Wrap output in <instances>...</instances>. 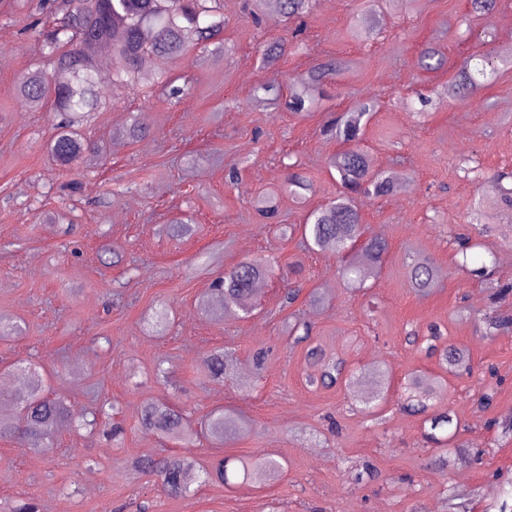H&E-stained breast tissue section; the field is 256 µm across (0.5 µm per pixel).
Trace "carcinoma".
<instances>
[{"label":"carcinoma","mask_w":512,"mask_h":512,"mask_svg":"<svg viewBox=\"0 0 512 512\" xmlns=\"http://www.w3.org/2000/svg\"><path fill=\"white\" fill-rule=\"evenodd\" d=\"M316 0H254L251 17L259 23L275 14L285 19H302L315 5ZM42 12L48 19L47 28L39 32L43 48L52 62V70H31L23 75L16 90L19 98L29 108L40 110L50 105L54 112L55 133L49 143L54 161L66 168L81 163L89 154L98 151V145L88 141L81 132L85 118L100 106L96 84V65L86 55L82 45L90 40L97 44L99 53L116 60L112 71V85L117 88L142 85L159 86L171 101H178L192 88L190 82L176 84V79L157 67L146 74L141 69L144 58L176 59L194 49L211 55L224 54L223 0H42ZM90 39H85V36ZM281 43L259 48L262 66L273 65L283 54ZM454 80V93L466 98L477 94L498 70L499 58L491 50H478ZM445 56L440 48L429 43L421 48L418 66L427 71L444 67ZM343 71L339 62H324L306 77L283 89L274 79L258 83L253 99L264 105L284 106L288 111L304 116L313 107L316 96L325 93L326 79ZM376 101L369 94L359 95L334 122L324 126L323 133L343 144V148L329 160V167L336 172L342 191L331 202L315 208L301 227L305 248L333 251L346 257L343 273L351 283L377 275L381 269L387 246L376 238L366 237L367 227L361 223L360 212L354 197H386L396 191L393 179L373 169L371 160L361 142L367 123L375 112ZM290 195H297L310 187L301 174L291 172L284 183ZM253 206L266 218L276 215V196L265 194L253 201ZM462 262L459 267L470 274L485 277L488 267L483 265L468 269V251L473 245L458 242ZM271 270L267 259L242 262L215 282L206 295L200 297L198 309L214 320H220L228 311L248 318L256 309L253 302L255 285ZM440 272L427 259L417 257L408 264V278L413 288L422 295L429 294ZM426 343L425 351L439 355L451 372H473L474 366L468 351L455 344H443L437 327L429 334L413 341ZM320 375L310 383L329 385L343 376V361L320 359ZM204 365L215 378L231 375L235 371L234 352L213 351L204 358ZM25 383L0 400V440L16 435L23 436L29 448L43 453L53 447L57 432L76 425L94 430L102 420L112 416L115 406L96 404L81 419H75L67 399L61 395L49 396L41 375L32 367L23 368ZM349 384L370 385L375 391L365 399L367 409L386 388V373L378 366H370L358 375L349 377ZM408 386L414 394L406 398L403 409L412 415L423 416V423L430 424L424 431L425 438L435 444L443 442L436 434L453 425L451 410L443 408L432 414L426 399L439 395L441 380L414 376ZM141 423L157 435L180 443L185 452L174 453L158 459L144 458L133 462L134 467L153 475L169 495L181 498L195 496L207 485L229 483L228 465L231 459L217 457L208 465H201L188 451L194 445L198 431L189 416L174 406L157 400L146 401L140 410ZM209 437L219 443L247 435L252 424L234 410L216 409L204 423ZM244 477L262 473L276 478L282 466L273 456L254 453L239 460ZM357 482L364 478L376 479L379 473L367 460L350 466Z\"/></svg>","instance_id":"carcinoma-1"}]
</instances>
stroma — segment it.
<instances>
[{"label": "stroma", "instance_id": "35a3bbf8", "mask_svg": "<svg viewBox=\"0 0 512 512\" xmlns=\"http://www.w3.org/2000/svg\"><path fill=\"white\" fill-rule=\"evenodd\" d=\"M37 2L0 10V314L24 328L0 339V359L41 366L51 393L66 395L74 416L105 399L118 402L124 432L112 438L105 424L92 433L64 430L41 454L19 437L0 441V512L23 497L39 499L44 512H137L142 505L149 512H442L450 495L471 512H497L512 488V439L491 422L512 419V330L487 335L483 318L512 314V294L491 304L484 283L458 271L454 239L477 235L471 267L495 261V279L512 281V209L491 182L512 170V0H501L487 19L471 15L468 0H374L384 26L358 38L350 27L366 22L362 0H318L302 43L272 71L288 86L330 59L348 67L303 117L263 109L251 97L267 72L257 45L288 38L287 29L254 25L249 0H224L223 55L166 65L172 76H190L191 91L173 103L159 89L147 98L138 89L100 87L101 110L84 133L101 150L71 169L44 150L53 134L49 114L16 96L23 74L48 67L31 26ZM487 30L505 64L477 96L455 98L449 83ZM431 41L448 58L444 70L416 65ZM365 92L379 108L363 147L376 170L398 174L404 187L356 200L369 235L389 249L378 277L353 291L336 254L307 250L283 228L304 224L339 193L328 160L340 144L321 129ZM421 94L427 104L418 102ZM136 119L149 127L147 139L116 136ZM466 159L478 176L462 171ZM292 165L312 182L311 192L299 201L280 194L275 223H262L254 197L278 192ZM73 182L78 192H70ZM178 217L191 219L196 234L167 233ZM268 256L276 266L256 295L254 318L215 321L197 310L217 276ZM417 256L442 271L427 296L409 285L407 265ZM297 285L322 290L328 304L282 306L285 290ZM163 306L174 325L156 336L148 319ZM295 322L311 327L309 343L291 344L286 326ZM432 323L466 347L474 364L495 366L490 410L473 401L484 386L479 376L454 375L408 344V331ZM312 346L353 370H386L389 387L373 415L361 411L362 389L309 385L318 371L307 355ZM222 347L235 351L238 372L215 379L203 357ZM259 350L266 363L257 377ZM163 359L173 372L169 383L152 376ZM414 374L443 379L447 392L435 406L451 408L457 445L482 449L481 461L454 456L448 468L435 465L439 449L425 445L420 419L400 409ZM151 399L190 412L196 424L216 407L236 409L251 420L250 434L221 445L199 435L197 459L262 452L285 472L275 479L237 473L230 485L203 487L193 498L167 495L154 477L129 467L132 459L180 449L141 426L140 407ZM351 458L369 460L381 480L354 483Z\"/></svg>", "mask_w": 512, "mask_h": 512}]
</instances>
